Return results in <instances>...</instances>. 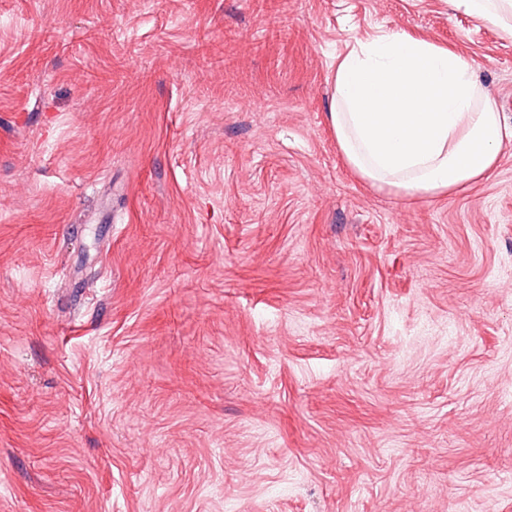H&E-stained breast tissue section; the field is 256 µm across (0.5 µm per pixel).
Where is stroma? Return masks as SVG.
I'll use <instances>...</instances> for the list:
<instances>
[{
	"label": "stroma",
	"mask_w": 512,
	"mask_h": 512,
	"mask_svg": "<svg viewBox=\"0 0 512 512\" xmlns=\"http://www.w3.org/2000/svg\"><path fill=\"white\" fill-rule=\"evenodd\" d=\"M453 0H0V512H512V145L411 199L327 112Z\"/></svg>",
	"instance_id": "stroma-1"
}]
</instances>
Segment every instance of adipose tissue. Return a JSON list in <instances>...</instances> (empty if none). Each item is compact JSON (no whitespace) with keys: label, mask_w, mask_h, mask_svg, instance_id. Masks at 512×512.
Returning <instances> with one entry per match:
<instances>
[{"label":"adipose tissue","mask_w":512,"mask_h":512,"mask_svg":"<svg viewBox=\"0 0 512 512\" xmlns=\"http://www.w3.org/2000/svg\"><path fill=\"white\" fill-rule=\"evenodd\" d=\"M328 121L348 166L405 196L487 178L512 125L463 54L403 31L356 42L331 77Z\"/></svg>","instance_id":"obj_1"}]
</instances>
